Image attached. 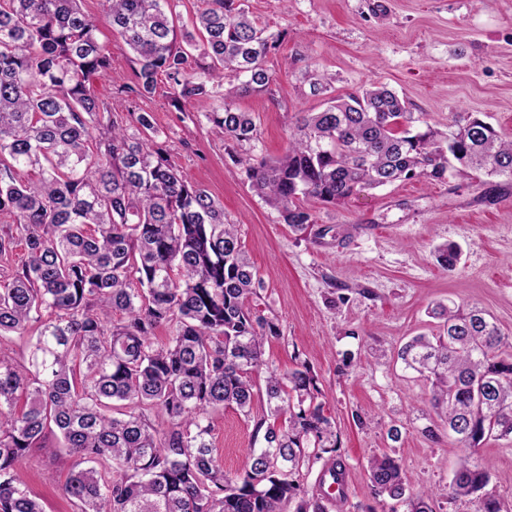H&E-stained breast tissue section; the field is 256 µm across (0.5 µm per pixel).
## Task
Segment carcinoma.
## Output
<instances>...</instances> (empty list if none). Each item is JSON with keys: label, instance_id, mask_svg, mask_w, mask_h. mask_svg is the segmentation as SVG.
<instances>
[{"label": "carcinoma", "instance_id": "1", "mask_svg": "<svg viewBox=\"0 0 512 512\" xmlns=\"http://www.w3.org/2000/svg\"><path fill=\"white\" fill-rule=\"evenodd\" d=\"M179 2L104 0L135 64L136 82L119 93L148 99L162 74L172 106L217 98L205 113L212 132L251 142L253 118L232 99L268 87L278 39L240 0H199L194 31L179 37ZM99 25L83 0H0V339L31 341L26 364L0 352V512H44L18 470L52 426L73 457L63 488L73 512H326L295 479L339 450L303 362L268 371L273 422H257L265 445L251 450L249 468L230 475L215 462L209 409L251 416L252 374L280 329L252 310L255 272L237 225L155 145L153 113L133 111L126 126L91 90V77L112 66ZM226 70L244 80L223 91ZM238 163L304 232L313 224L304 198L339 204L360 188L450 172L512 178V141L473 115L452 118L441 136L426 114L371 86L304 113L280 158ZM24 171L37 178L18 180ZM20 244L27 258L15 265ZM459 259L452 243L437 249L450 272ZM431 314L442 331L398 351L430 383L440 427L423 432L437 439L446 429L459 450L450 497L503 512L478 451L512 440V340L476 307L439 304ZM368 472L376 495L433 512L432 495L409 491L395 457L372 456Z\"/></svg>", "mask_w": 512, "mask_h": 512}]
</instances>
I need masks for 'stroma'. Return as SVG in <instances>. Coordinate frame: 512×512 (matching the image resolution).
<instances>
[{
    "instance_id": "1",
    "label": "stroma",
    "mask_w": 512,
    "mask_h": 512,
    "mask_svg": "<svg viewBox=\"0 0 512 512\" xmlns=\"http://www.w3.org/2000/svg\"><path fill=\"white\" fill-rule=\"evenodd\" d=\"M258 24L277 36L267 59L268 88L235 101L251 113L257 138L250 151L274 159L288 148L298 119L337 96L373 84L427 113L438 131L452 114H476L512 140V0H245ZM98 37L112 54L109 73L93 78L98 95L125 108L116 89L133 83L132 54L108 23ZM324 74V93H310V71ZM153 112L158 140L184 177L208 190L237 224L257 274L253 300L281 335L265 345V367L285 371L304 362L316 375L324 410L336 423L348 474L346 500L327 512H391L367 472L375 454L396 457L413 491L432 489L433 512H476V502L453 500L448 485L457 465L452 440H431L435 421L427 380L404 369L399 348L412 336L438 333L428 310L439 302L486 311L512 336V180L479 185L467 175L445 181L414 178L360 189L343 204L307 198V232L285 224L251 189L232 159L238 146L211 133L207 101L176 111L168 85L141 101ZM459 245L456 271L436 261V247ZM266 411L256 394L251 418L233 408L212 410L215 459L240 474L251 448L264 445L255 421ZM398 437H391V430ZM491 467L489 485L512 512V442L490 440L480 450ZM71 458L48 436L37 461L19 476L44 512H72L62 494Z\"/></svg>"
}]
</instances>
